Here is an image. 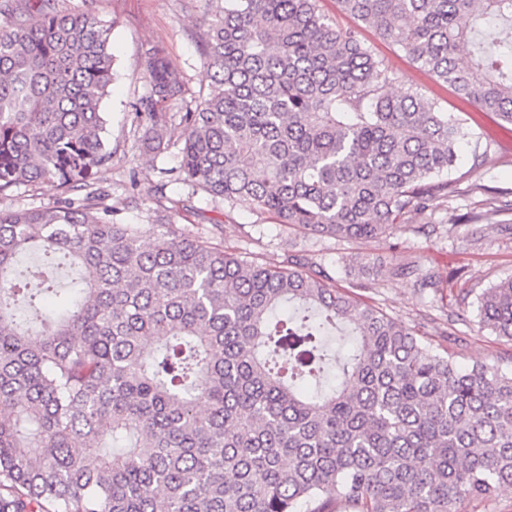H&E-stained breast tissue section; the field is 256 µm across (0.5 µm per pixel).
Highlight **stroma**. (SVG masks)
Here are the masks:
<instances>
[{
    "mask_svg": "<svg viewBox=\"0 0 512 512\" xmlns=\"http://www.w3.org/2000/svg\"><path fill=\"white\" fill-rule=\"evenodd\" d=\"M64 8L92 10L110 29L115 59L110 94L102 103L105 136L112 147V162L97 183L107 193L106 205L119 221L139 225L143 242H151L158 228L154 218V187L160 169L177 166L182 146L181 129L171 130V145L161 155L148 153L135 131L136 105L149 93L146 51L163 48L184 81L188 92L177 111L193 106L208 91L209 74L200 60L203 18L222 14L224 0H57ZM362 40L394 72L393 93L412 90L437 102L444 111L466 119L469 126L490 131V138L463 145L456 176H466L474 154L485 162L479 170L489 195L512 201V127L495 116L478 113L447 86L438 83L395 46L373 31L361 29ZM166 195L189 199L190 209L170 213L177 232L203 237L236 253H250L278 263L303 257L323 270L336 288L355 290L363 301L387 315L415 326L431 342L454 352L459 364L476 361L497 364L512 371V342L480 333L476 294L501 279L512 277V236L486 229L480 240L470 237V225L452 223V216L479 213L489 195L464 194L447 208L416 215L386 237L354 241L317 236L275 223L268 215L244 206L230 207L202 190L170 183ZM415 262L438 272L442 283L436 293H419L411 280L395 278L388 266ZM466 302H459L461 291Z\"/></svg>",
    "mask_w": 512,
    "mask_h": 512,
    "instance_id": "35a3bbf8",
    "label": "stroma"
}]
</instances>
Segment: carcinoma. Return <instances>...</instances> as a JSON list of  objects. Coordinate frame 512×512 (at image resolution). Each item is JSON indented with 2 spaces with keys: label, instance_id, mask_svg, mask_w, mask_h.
<instances>
[{
  "label": "carcinoma",
  "instance_id": "obj_1",
  "mask_svg": "<svg viewBox=\"0 0 512 512\" xmlns=\"http://www.w3.org/2000/svg\"><path fill=\"white\" fill-rule=\"evenodd\" d=\"M318 0H224L203 20L212 82L179 113L163 174L320 236L380 238L459 193L464 123L338 28ZM477 110L512 125V0H338ZM0 512H457L512 488V372L462 368L299 260L160 231L141 243L95 186L108 29L54 0H0ZM472 47L456 60L458 45ZM136 108L170 147L187 89L159 49ZM84 192L81 198L69 193ZM422 294L440 276L393 268ZM478 331L512 341V277ZM338 336L328 378L327 337ZM62 195V189L57 183L43 182L15 189L10 196L0 200V206L14 210L48 207Z\"/></svg>",
  "mask_w": 512,
  "mask_h": 512
}]
</instances>
